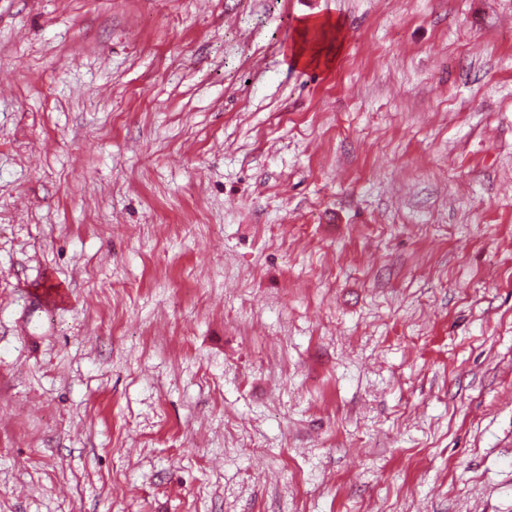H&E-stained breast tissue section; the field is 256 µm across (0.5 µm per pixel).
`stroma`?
<instances>
[{"label": "stroma", "instance_id": "35a3bbf8", "mask_svg": "<svg viewBox=\"0 0 512 512\" xmlns=\"http://www.w3.org/2000/svg\"><path fill=\"white\" fill-rule=\"evenodd\" d=\"M0 512H512V0H0ZM313 30H322L325 38L318 42L310 40ZM343 45V25L340 21L313 18L293 43V55L304 66L325 67L339 56Z\"/></svg>", "mask_w": 512, "mask_h": 512}]
</instances>
